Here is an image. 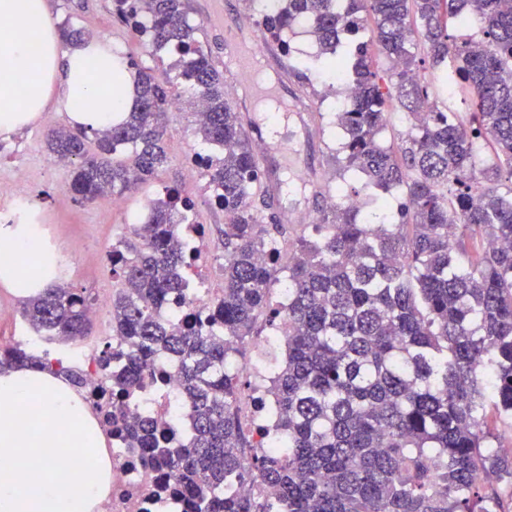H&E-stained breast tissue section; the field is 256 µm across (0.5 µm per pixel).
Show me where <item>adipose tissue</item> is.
<instances>
[{
    "label": "adipose tissue",
    "mask_w": 512,
    "mask_h": 512,
    "mask_svg": "<svg viewBox=\"0 0 512 512\" xmlns=\"http://www.w3.org/2000/svg\"><path fill=\"white\" fill-rule=\"evenodd\" d=\"M49 0H0V136L37 121L55 105L71 124L101 130L123 119L134 83L122 51L87 37L68 45L49 19ZM32 230L0 227V283L24 298L47 288L45 274H27L19 257ZM68 444L71 473L55 466ZM81 395L62 375L43 368L0 374V512H92L107 489L108 463Z\"/></svg>",
    "instance_id": "adipose-tissue-1"
}]
</instances>
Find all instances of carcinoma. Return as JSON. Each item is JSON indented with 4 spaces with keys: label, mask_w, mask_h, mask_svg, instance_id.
<instances>
[{
    "label": "carcinoma",
    "mask_w": 512,
    "mask_h": 512,
    "mask_svg": "<svg viewBox=\"0 0 512 512\" xmlns=\"http://www.w3.org/2000/svg\"><path fill=\"white\" fill-rule=\"evenodd\" d=\"M369 2L376 42L356 38ZM149 25L135 11L119 22L146 36L149 56L175 44L178 77L206 101L195 126L201 142L224 149L205 159V174L224 208V288L217 308L175 327L161 307L184 288L177 235L193 210L188 193L169 187L153 203L135 240L120 238L119 289L112 295V331L126 345L111 366L109 346L94 354L112 376L105 421L127 448H139L170 469L192 512H512L502 496L512 456L500 452L491 422L512 426V187L505 193L479 178L505 170L512 180V0H279L261 17L271 38L291 54L288 34L307 18L319 53L317 70H349L355 95L336 112L338 163L375 190V213L338 203L332 217L298 236L288 266L276 268L285 229L262 223L255 202L265 173L224 78L198 45L200 25L187 0H143ZM480 20L474 50L448 34L463 16ZM344 33L354 35L339 49ZM389 62L376 68L373 44ZM422 44L441 84L461 78L472 123L433 99L421 80ZM414 119L401 143L382 146L392 95ZM177 91L138 70L136 101L125 119L94 133L69 128L48 134L51 152L72 164L69 188L92 202L103 190L131 189L168 160L165 110ZM494 151L477 168L475 144ZM132 150L130 162L114 156ZM391 193L403 202L390 215ZM288 278L285 308L271 304L279 273ZM90 299L62 280L22 300L21 316L48 340L87 336ZM288 321L270 356L267 451L252 447L234 406L248 386L241 361L257 317ZM180 363L176 411L190 434L178 448L164 434L125 421L127 402L156 358ZM38 364L76 387L85 374L57 358L23 349L0 355V371ZM261 481L268 501L237 492Z\"/></svg>",
    "instance_id": "carcinoma-1"
}]
</instances>
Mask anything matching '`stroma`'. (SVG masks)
Segmentation results:
<instances>
[{
	"label": "stroma",
	"mask_w": 512,
	"mask_h": 512,
	"mask_svg": "<svg viewBox=\"0 0 512 512\" xmlns=\"http://www.w3.org/2000/svg\"><path fill=\"white\" fill-rule=\"evenodd\" d=\"M205 4L206 0H191V17L201 25L199 40L202 48L223 75L225 85H239L240 78L226 56L222 37L209 32ZM52 17L56 23H69L118 45L159 85L167 87L172 83L175 75L172 57L163 52L152 57L144 55L138 36L113 24L112 0H52ZM291 44L299 76L289 86L287 94L294 101L295 109L271 113L264 149L258 154L266 174L264 186L271 197V207L264 212L265 221L284 225L285 241L289 244L294 243L303 230L302 225L293 221L295 213L321 212L325 196L335 192L337 185H344L350 192L361 189L360 182L344 174L333 159L335 96L328 84L301 76L316 47L301 31L292 35ZM180 89L183 106L167 111L170 161L154 178L126 193V210L113 211L72 198L68 190L69 175L54 168L53 156L45 142L49 126L66 123L65 117L56 109H48L35 123L14 134L5 150L0 152V176L22 166L27 168L32 185L39 188L35 206L45 216L48 228L56 235L61 247L73 258L66 276L73 287L94 296L104 291L115 292L120 277L107 263L110 245L127 236L131 224L137 223L138 209L145 198L157 197L169 186H189L188 170L182 157L188 148L197 144L190 115L194 92L185 83ZM193 197L195 223L209 228L207 253L212 258H219L224 253V213L214 208L203 192L194 191Z\"/></svg>",
	"instance_id": "35a3bbf8"
}]
</instances>
